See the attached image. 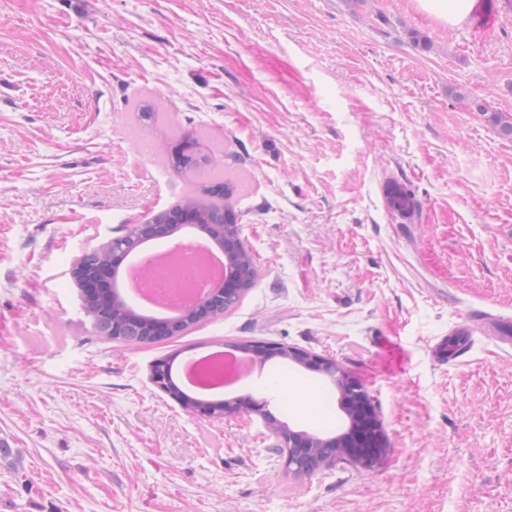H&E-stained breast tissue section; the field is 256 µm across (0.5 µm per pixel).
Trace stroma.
Returning a JSON list of instances; mask_svg holds the SVG:
<instances>
[{
    "instance_id": "stroma-1",
    "label": "stroma",
    "mask_w": 512,
    "mask_h": 512,
    "mask_svg": "<svg viewBox=\"0 0 512 512\" xmlns=\"http://www.w3.org/2000/svg\"><path fill=\"white\" fill-rule=\"evenodd\" d=\"M497 2L485 31L418 0H0V512H512V349L478 333L461 362L430 354L471 310L512 314ZM188 133L237 187L256 283L180 335L100 338L72 269L201 187L166 156ZM388 174L415 222L386 211ZM246 342L358 381L377 463L290 476L260 417H198L150 380L155 360ZM271 375L330 396L328 418L286 410ZM191 395L264 398L323 438L348 426L331 379L279 357ZM255 345L256 343L252 342L241 347L244 350L253 349L249 354L252 361H262L265 357L279 356L301 365H317L322 372L333 378L338 384L345 381L343 373L332 359L321 358L312 353L292 347L274 344H265L264 347Z\"/></svg>"
}]
</instances>
